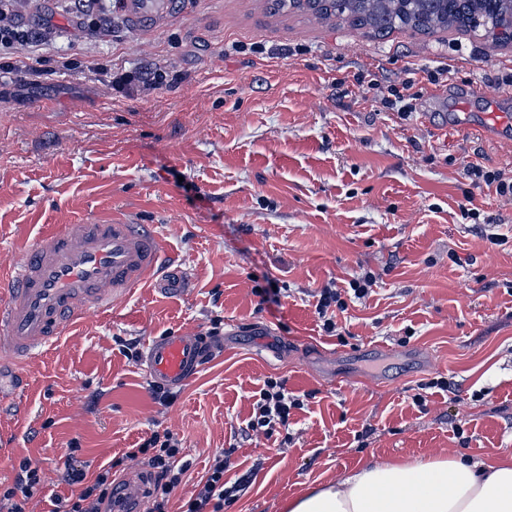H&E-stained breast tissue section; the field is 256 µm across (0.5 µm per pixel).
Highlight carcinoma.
Listing matches in <instances>:
<instances>
[{
	"label": "carcinoma",
	"mask_w": 512,
	"mask_h": 512,
	"mask_svg": "<svg viewBox=\"0 0 512 512\" xmlns=\"http://www.w3.org/2000/svg\"><path fill=\"white\" fill-rule=\"evenodd\" d=\"M272 10L337 18L377 36L400 28L422 34L457 28L498 42L512 37V0H273Z\"/></svg>",
	"instance_id": "carcinoma-1"
}]
</instances>
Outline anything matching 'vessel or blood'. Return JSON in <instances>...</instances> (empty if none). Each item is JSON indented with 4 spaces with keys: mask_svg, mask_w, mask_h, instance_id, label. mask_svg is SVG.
<instances>
[{
    "mask_svg": "<svg viewBox=\"0 0 512 512\" xmlns=\"http://www.w3.org/2000/svg\"><path fill=\"white\" fill-rule=\"evenodd\" d=\"M122 7L136 25L168 10L165 0H122ZM176 262L156 232L124 217H94L47 231L7 281L0 340L13 360H22L53 345L88 311L111 306ZM202 345L201 337L188 330L153 337L145 369L154 383L182 386L202 366ZM140 498L132 478L114 495L123 512H138Z\"/></svg>",
    "mask_w": 512,
    "mask_h": 512,
    "instance_id": "vessel-or-blood-1",
    "label": "vessel or blood"
}]
</instances>
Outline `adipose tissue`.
<instances>
[{
  "instance_id": "obj_1",
  "label": "adipose tissue",
  "mask_w": 512,
  "mask_h": 512,
  "mask_svg": "<svg viewBox=\"0 0 512 512\" xmlns=\"http://www.w3.org/2000/svg\"><path fill=\"white\" fill-rule=\"evenodd\" d=\"M289 512H512V458L373 461L295 499Z\"/></svg>"
}]
</instances>
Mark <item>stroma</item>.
Instances as JSON below:
<instances>
[{
    "instance_id": "stroma-1",
    "label": "stroma",
    "mask_w": 512,
    "mask_h": 512,
    "mask_svg": "<svg viewBox=\"0 0 512 512\" xmlns=\"http://www.w3.org/2000/svg\"><path fill=\"white\" fill-rule=\"evenodd\" d=\"M24 21L60 34L39 51L53 75L0 111V270L44 226L129 215L155 225L190 288L133 289L23 367L0 353V478L21 457L39 461L31 512L71 495L70 448L94 472L166 429L192 460L169 512L222 448L226 479L251 476L224 512H287L374 460L512 457V200L463 171L512 163V125L476 126L512 115V87L497 83L512 43L455 30L379 38L271 13L269 0H174L140 29L117 16L92 45L62 0H35ZM90 59L97 71H80ZM160 67L174 78L152 85ZM446 67L447 84L428 82ZM408 81L418 100L405 121L382 100ZM364 269L377 283L340 318L338 341L316 294ZM270 283L282 296L260 304ZM217 319L236 335L213 342L173 404L156 403L123 341L142 353L150 337L204 334ZM271 377L303 406L268 438L246 425Z\"/></svg>"
}]
</instances>
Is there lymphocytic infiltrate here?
<instances>
[{"label": "lymphocytic infiltrate", "instance_id": "f902f5d3", "mask_svg": "<svg viewBox=\"0 0 512 512\" xmlns=\"http://www.w3.org/2000/svg\"><path fill=\"white\" fill-rule=\"evenodd\" d=\"M32 0H0V110L10 107L15 99L13 85L21 76L44 75V68L31 63L32 48L51 41V27L32 29L21 24ZM376 282L374 272L366 270L354 277L346 288L321 289L316 313L325 332L338 329L337 313L347 311L351 301L368 296ZM297 396L289 392L283 380L268 378L259 392L255 413L247 427L264 436L287 426L292 409L300 407ZM231 449H221L214 457L205 480L200 481L182 505V512H224L225 503L239 498L246 486L244 479L234 481L224 477L225 460ZM147 460L151 468L152 486L148 492L151 512H168L174 492L182 485L190 463L186 460L181 441L170 431L153 432L138 447L128 449L121 457L87 473L76 454H69L66 481L74 488L65 500L61 512H112L114 476L124 461ZM42 489L41 468L31 458H21L12 483L0 485V512H27L32 498Z\"/></svg>", "mask_w": 512, "mask_h": 512}]
</instances>
